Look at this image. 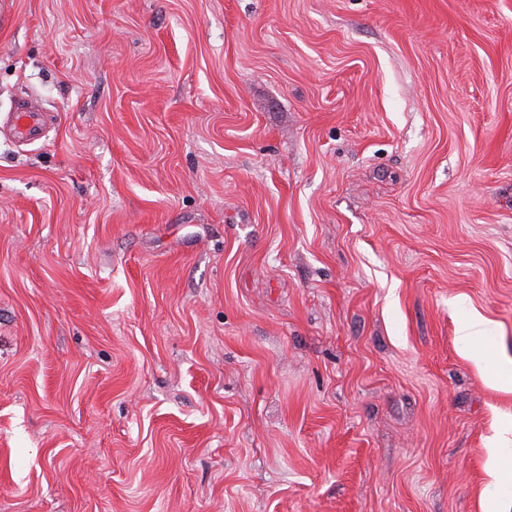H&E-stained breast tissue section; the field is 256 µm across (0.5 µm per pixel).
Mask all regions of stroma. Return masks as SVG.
<instances>
[{
	"label": "stroma",
	"mask_w": 512,
	"mask_h": 512,
	"mask_svg": "<svg viewBox=\"0 0 512 512\" xmlns=\"http://www.w3.org/2000/svg\"><path fill=\"white\" fill-rule=\"evenodd\" d=\"M0 512H512V0H0ZM52 117L38 103L28 100L18 104L8 115L6 125L14 141L35 143L42 139L44 128ZM486 320L479 314H473L462 321L457 329L458 339L464 346L484 343Z\"/></svg>",
	"instance_id": "1"
}]
</instances>
